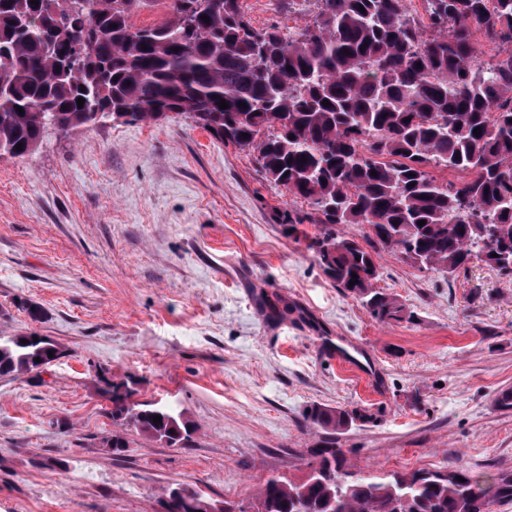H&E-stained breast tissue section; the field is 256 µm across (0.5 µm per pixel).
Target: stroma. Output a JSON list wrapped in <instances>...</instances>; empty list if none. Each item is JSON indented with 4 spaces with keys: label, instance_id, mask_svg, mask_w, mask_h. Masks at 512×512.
Masks as SVG:
<instances>
[{
    "label": "stroma",
    "instance_id": "35a3bbf8",
    "mask_svg": "<svg viewBox=\"0 0 512 512\" xmlns=\"http://www.w3.org/2000/svg\"><path fill=\"white\" fill-rule=\"evenodd\" d=\"M241 5L284 33L315 8ZM277 208L307 206L255 153L184 118L0 155V336L35 330L63 351L42 381L0 378V512H161L177 484L246 505L269 477L303 476L329 440L365 477L457 459L512 469V410L497 405L512 389V276L382 251L377 285L412 314L382 323L283 233ZM339 351L374 366V383ZM101 373L184 412L190 440L132 431L112 454ZM313 403L362 419L332 434L305 422Z\"/></svg>",
    "mask_w": 512,
    "mask_h": 512
}]
</instances>
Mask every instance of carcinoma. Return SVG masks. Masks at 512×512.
<instances>
[{
	"label": "carcinoma",
	"instance_id": "cac0c4a2",
	"mask_svg": "<svg viewBox=\"0 0 512 512\" xmlns=\"http://www.w3.org/2000/svg\"><path fill=\"white\" fill-rule=\"evenodd\" d=\"M161 2L0 0V152L29 155L52 127L153 124L174 113L257 153L266 178L310 207L275 211L284 233L303 236L324 273L381 323L412 318L376 287L381 250L454 273L489 231L498 247L484 263L512 275V0H424L423 20L408 0H315L313 19L288 36L255 28L240 0H169L162 20L135 23ZM477 33L499 48L488 61ZM304 222L313 235L299 233ZM342 224L367 228L371 248ZM50 351L62 354L35 331L0 336V377L41 380ZM102 382L122 427L106 440L112 453L129 448L127 430L168 446L194 432L183 413L133 400L134 382ZM304 418L336 432L354 414L312 404ZM309 454L308 472L267 479L251 512H491L512 502V470L453 462L340 486L342 449L329 442ZM161 503L165 512H245L183 486Z\"/></svg>",
	"mask_w": 512,
	"mask_h": 512
}]
</instances>
